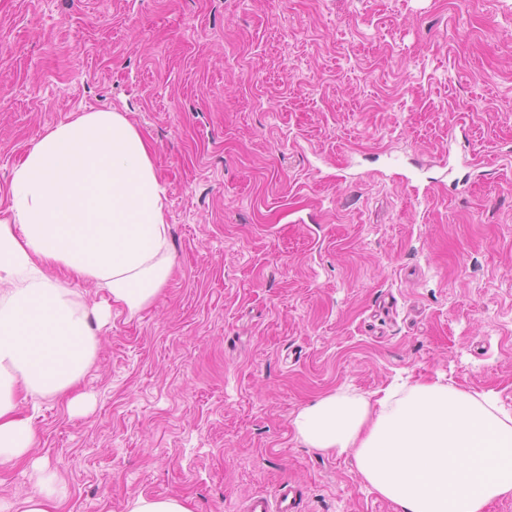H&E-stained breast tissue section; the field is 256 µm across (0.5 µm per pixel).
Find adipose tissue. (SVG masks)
I'll return each instance as SVG.
<instances>
[{"mask_svg":"<svg viewBox=\"0 0 512 512\" xmlns=\"http://www.w3.org/2000/svg\"><path fill=\"white\" fill-rule=\"evenodd\" d=\"M0 218V468L24 461L35 429L19 396L67 397L93 363L112 305H151L172 266L165 189L149 148L119 112L49 130L14 167ZM110 300L89 304L75 283ZM302 441L352 454L401 512H486L512 494V415L491 393L433 381L393 384L376 401L339 391L295 419Z\"/></svg>","mask_w":512,"mask_h":512,"instance_id":"ef3b65f1","label":"adipose tissue"}]
</instances>
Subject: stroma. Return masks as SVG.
<instances>
[{
  "label": "stroma",
  "instance_id": "stroma-1",
  "mask_svg": "<svg viewBox=\"0 0 512 512\" xmlns=\"http://www.w3.org/2000/svg\"><path fill=\"white\" fill-rule=\"evenodd\" d=\"M124 113L166 189L174 265L113 309L80 411L37 401L59 512L138 496L399 512L294 420L395 381L512 413V0H0V217L34 141ZM242 512H301L299 493L289 483L280 484L273 494L258 492L246 499Z\"/></svg>",
  "mask_w": 512,
  "mask_h": 512
}]
</instances>
